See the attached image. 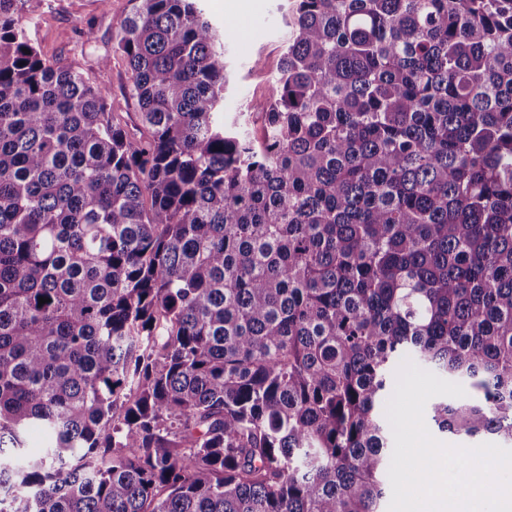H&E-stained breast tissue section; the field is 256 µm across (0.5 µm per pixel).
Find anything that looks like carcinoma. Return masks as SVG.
I'll return each mask as SVG.
<instances>
[{
	"label": "carcinoma",
	"mask_w": 512,
	"mask_h": 512,
	"mask_svg": "<svg viewBox=\"0 0 512 512\" xmlns=\"http://www.w3.org/2000/svg\"><path fill=\"white\" fill-rule=\"evenodd\" d=\"M27 2L0 0V512H382L406 357L477 392L439 429L512 442V0H294L259 140L219 119L197 0L120 22L138 137Z\"/></svg>",
	"instance_id": "cac0c4a2"
}]
</instances>
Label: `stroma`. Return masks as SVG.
<instances>
[{
  "instance_id": "obj_1",
  "label": "stroma",
  "mask_w": 512,
  "mask_h": 512,
  "mask_svg": "<svg viewBox=\"0 0 512 512\" xmlns=\"http://www.w3.org/2000/svg\"><path fill=\"white\" fill-rule=\"evenodd\" d=\"M214 27L224 34L229 82L224 89V118L255 121L259 103L269 95L282 53L288 45L291 0H251L238 11L230 0H199ZM130 0H31L26 27L30 42L46 59L74 67L92 83L105 85L115 118L134 130L138 106L129 93L130 74L121 56L109 67L100 58L111 53ZM263 69H255V59Z\"/></svg>"
}]
</instances>
